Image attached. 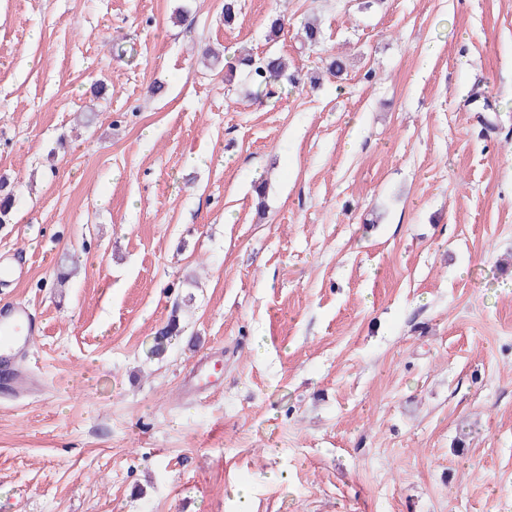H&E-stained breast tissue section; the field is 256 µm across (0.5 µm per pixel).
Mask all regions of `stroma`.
<instances>
[{"label": "stroma", "mask_w": 512, "mask_h": 512, "mask_svg": "<svg viewBox=\"0 0 512 512\" xmlns=\"http://www.w3.org/2000/svg\"><path fill=\"white\" fill-rule=\"evenodd\" d=\"M239 3L0 0V512H512V0ZM238 66L245 72L255 89V95L262 93L270 94L269 87L275 82L283 79L294 84L296 87L302 83L304 79L300 74H288V61L282 56H266L255 59L250 55H244L238 60ZM39 332L25 303L16 302L2 314L0 309V381L1 373L4 381L13 378L18 357L29 350Z\"/></svg>", "instance_id": "35a3bbf8"}]
</instances>
